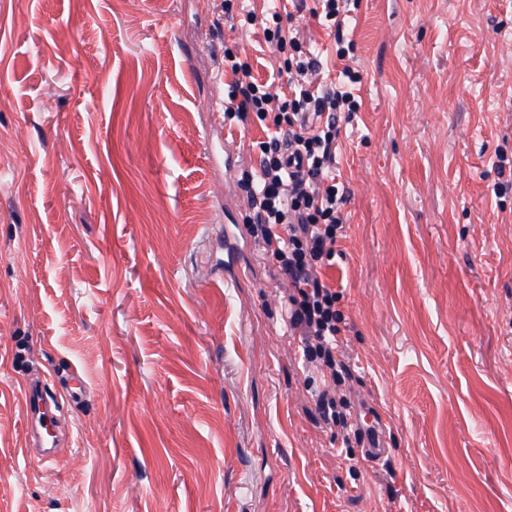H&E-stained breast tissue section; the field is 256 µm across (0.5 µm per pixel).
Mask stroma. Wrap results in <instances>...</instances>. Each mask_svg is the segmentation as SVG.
Returning <instances> with one entry per match:
<instances>
[{
  "mask_svg": "<svg viewBox=\"0 0 512 512\" xmlns=\"http://www.w3.org/2000/svg\"><path fill=\"white\" fill-rule=\"evenodd\" d=\"M314 7L0 0V512H512V0H343L342 57ZM275 12L359 103L325 274L376 465L248 222L274 129L203 107L228 49L287 95ZM73 369L69 443L30 459L19 386Z\"/></svg>",
  "mask_w": 512,
  "mask_h": 512,
  "instance_id": "obj_1",
  "label": "stroma"
}]
</instances>
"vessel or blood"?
I'll list each match as a JSON object with an SVG mask.
<instances>
[{
	"instance_id": "1",
	"label": "vessel or blood",
	"mask_w": 512,
	"mask_h": 512,
	"mask_svg": "<svg viewBox=\"0 0 512 512\" xmlns=\"http://www.w3.org/2000/svg\"><path fill=\"white\" fill-rule=\"evenodd\" d=\"M22 394L33 445L41 458H52L62 444L56 431L58 397L38 378L29 379L22 387Z\"/></svg>"
}]
</instances>
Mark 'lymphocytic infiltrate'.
<instances>
[{
  "label": "lymphocytic infiltrate",
  "mask_w": 512,
  "mask_h": 512,
  "mask_svg": "<svg viewBox=\"0 0 512 512\" xmlns=\"http://www.w3.org/2000/svg\"><path fill=\"white\" fill-rule=\"evenodd\" d=\"M272 20L264 30L267 42L278 51H292L295 59L293 96L276 107L267 85L238 79L224 101V111L253 112L261 119L272 116L274 128L284 132L283 137H271L260 145L259 170L248 185L252 222L288 280V323L302 338L303 356L323 375L317 395L320 414L350 434L354 428L345 412L346 399L338 394L348 373L337 357L344 316L336 307V290L323 279V268L334 256L344 229L342 198L326 181L335 160L336 112L357 111L358 102L347 92L315 93L306 76L318 69V61L304 51L299 37L284 33L280 15ZM310 113L316 115L317 124H308Z\"/></svg>",
  "instance_id": "1"
}]
</instances>
